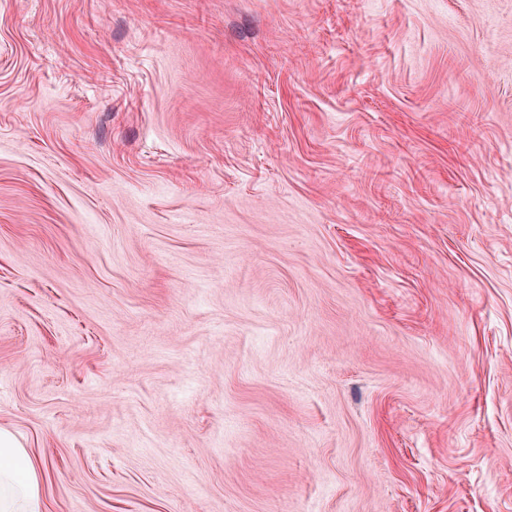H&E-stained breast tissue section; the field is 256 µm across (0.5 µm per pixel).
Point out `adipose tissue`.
<instances>
[{
    "label": "adipose tissue",
    "instance_id": "obj_1",
    "mask_svg": "<svg viewBox=\"0 0 512 512\" xmlns=\"http://www.w3.org/2000/svg\"><path fill=\"white\" fill-rule=\"evenodd\" d=\"M44 470L25 444L0 427V512H42Z\"/></svg>",
    "mask_w": 512,
    "mask_h": 512
}]
</instances>
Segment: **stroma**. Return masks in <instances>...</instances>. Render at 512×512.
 <instances>
[{
	"label": "stroma",
	"mask_w": 512,
	"mask_h": 512,
	"mask_svg": "<svg viewBox=\"0 0 512 512\" xmlns=\"http://www.w3.org/2000/svg\"><path fill=\"white\" fill-rule=\"evenodd\" d=\"M0 426L44 512H512V0H0Z\"/></svg>",
	"instance_id": "35a3bbf8"
}]
</instances>
